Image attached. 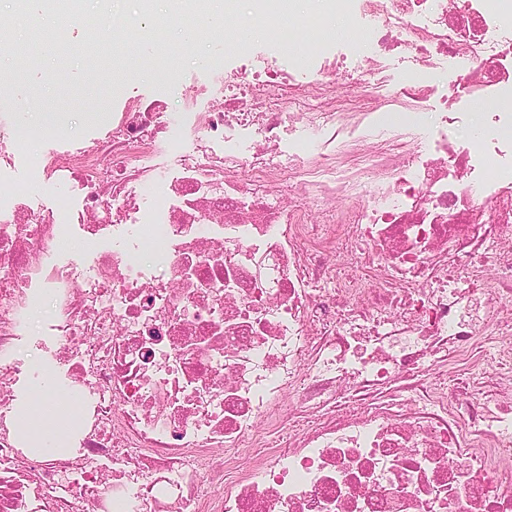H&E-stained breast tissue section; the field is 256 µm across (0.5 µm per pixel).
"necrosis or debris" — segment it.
<instances>
[{
	"instance_id": "1",
	"label": "necrosis or debris",
	"mask_w": 512,
	"mask_h": 512,
	"mask_svg": "<svg viewBox=\"0 0 512 512\" xmlns=\"http://www.w3.org/2000/svg\"><path fill=\"white\" fill-rule=\"evenodd\" d=\"M260 21L287 68L212 63L88 145L0 127V512H512V357L486 360L512 333V0ZM474 98L490 118L449 141ZM49 377L75 411L52 463L11 430Z\"/></svg>"
}]
</instances>
